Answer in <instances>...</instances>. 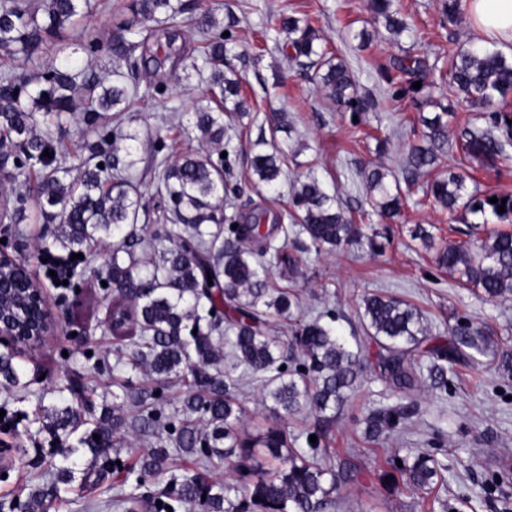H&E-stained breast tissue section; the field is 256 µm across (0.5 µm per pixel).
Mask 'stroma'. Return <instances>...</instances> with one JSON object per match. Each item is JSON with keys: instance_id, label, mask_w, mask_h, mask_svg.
Masks as SVG:
<instances>
[{"instance_id": "35a3bbf8", "label": "stroma", "mask_w": 512, "mask_h": 512, "mask_svg": "<svg viewBox=\"0 0 512 512\" xmlns=\"http://www.w3.org/2000/svg\"><path fill=\"white\" fill-rule=\"evenodd\" d=\"M190 17L213 11L232 33L228 60L243 78L241 95L246 116L224 136L229 171L226 215L265 208L289 223L292 187L314 176L326 193L334 195L348 212L368 211L363 243L342 250H315L305 236L291 235L299 249L301 273L295 279L273 271V280L288 287L299 300L290 319H271L273 336L290 337L297 324L314 319L333 321L346 338L364 336L359 314L363 296L388 292L416 304L426 315L432 335L449 338L456 323L485 328L497 341L512 347V300H487L458 276L438 267L439 249L457 244L474 246L495 233H512V224L496 217L481 219L464 210L447 212L411 188L400 219L389 221L372 214L361 171L382 167L402 175L407 147L420 113L432 112L441 100L438 87L448 68L449 48L491 46L492 41L474 28L469 16L445 22L441 0H395L399 16L409 26L398 37L360 44L357 32L370 20L368 0H186ZM308 19L319 38L314 47L339 56L353 72L358 90L371 93L374 105L352 114L327 100L308 78L307 70L289 62L280 46L284 40L273 22L282 11ZM427 58L435 87L427 93L388 98L380 70L408 57ZM207 74L188 71L182 81L168 79L165 95L140 87L130 111L133 128L146 139L166 138L177 153L197 149L188 134L173 133L188 126L195 104L201 100ZM286 114L287 131H275L273 113ZM265 140L282 149L287 159L276 190L262 187L250 160L255 143ZM462 167L466 194H512V153L485 167L468 163L453 149L439 160L440 171ZM58 227L30 224L25 231L0 223V252L24 262L49 302L58 329L40 349L22 353L28 394L16 400L0 389V407L15 416L11 425L0 423V449H10L13 464L0 478V500L26 497L42 471L39 461L50 447L45 437H30L26 428L42 395L71 400L73 392L90 388L89 398L101 404L112 394V337L107 330L106 308L112 292L75 270L67 290L54 288L42 276L41 252L51 245ZM379 249H370L368 238ZM364 385L329 422L310 413L288 421L289 434L305 438L320 430L331 453L328 459L341 475L335 512H441L440 500L456 505L466 501L478 512H512L487 492L499 459L512 455V379L498 374L492 354L478 356L476 365H460L448 377V387L415 393L418 414L406 428L381 444L364 441L363 420L385 400V386L373 369H366ZM434 454L447 464L446 483L421 496L401 495L385 486L384 459L391 449Z\"/></svg>"}]
</instances>
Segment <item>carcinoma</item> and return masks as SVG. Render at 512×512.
<instances>
[{"mask_svg":"<svg viewBox=\"0 0 512 512\" xmlns=\"http://www.w3.org/2000/svg\"><path fill=\"white\" fill-rule=\"evenodd\" d=\"M370 8L384 19L392 35L407 31L395 17L392 0H371ZM96 9V0H0V177L15 183L0 195V219L10 224L59 223L55 242L69 252L83 254L86 269L112 288L108 312L116 363L112 386L129 396L122 374L146 370L155 387L136 397L137 412L127 418L121 405L96 415L86 401H39L32 421L36 432L56 443L58 460L25 499L1 501L0 512H51L73 484L103 482L119 469L115 448L133 457L126 469L130 490L112 499L115 512H332L340 476L324 465L329 449L322 441L306 447L288 442L282 422L308 410L323 416L341 409L364 381V345L350 343L330 322L315 319L301 324L291 342L263 330L268 318L291 316L287 291L274 288L273 266L292 271L297 259L288 252L290 229L281 225V237L260 233L267 211L224 216L228 194L224 118L245 115L239 98L243 78L226 76L227 41L214 17L206 13L198 23V38L189 59H201L209 70L210 105L193 113L192 130L206 148L195 153L163 154L165 138L152 141L148 171L157 181L163 223L153 232L159 246L149 258L138 257L136 224L147 213L141 192L128 175L138 163L140 134L124 125V113L137 98L138 84L113 80L116 71L96 68L101 44L95 38L74 40V29ZM129 18L120 29L141 35L138 41L114 49L128 75H151L164 65L162 45L155 40L158 26L177 27L181 0H127ZM278 30L286 36L291 59L305 57L316 68L313 80L334 104L363 112L371 99L356 93L355 77L347 64L314 49L319 39L309 21L282 16ZM51 49L56 64L38 69L42 53ZM397 75L384 74L388 95L400 98L416 81L430 74L422 58L401 59ZM448 89L483 103L485 127L465 128L459 148L469 161L494 166L512 145V113L506 95L512 90V62L499 51L483 48L448 51ZM439 111L422 117L420 142L409 147L407 168L414 179H425L427 197L452 214L464 205L473 214L486 211L501 221H512V195H472L463 199L465 177L450 172L432 177L438 153L448 150V124L455 117L451 105L435 103ZM97 135L88 155L71 165L60 152L53 128L74 114ZM49 156H44V151ZM103 167H98V164ZM258 182L274 187L282 173L276 151H259L251 159ZM77 176H72L73 170ZM388 174L373 168L366 176L367 193L380 216L399 215L403 199L392 189ZM299 232L316 248L335 250L360 241L353 220L336 207L316 178L300 182L292 197ZM505 206V212L498 207ZM237 225L224 237V222ZM110 239L112 248L94 245ZM439 267L479 288L489 299H512V234L486 238L477 249L452 245L437 257ZM360 315L367 338L378 348V379L397 403L377 408L365 417L370 442L386 438L417 411L410 394L423 382L445 389L448 372L494 346L480 327L457 325L446 344L428 347L429 331L423 312L396 296L370 294ZM296 347L302 359L294 369L284 365L285 346ZM18 351H0V384L7 393L27 390ZM498 373L512 378V349L496 355ZM248 379L263 384L264 398L278 423L251 436L238 430L245 409L234 394ZM173 381L188 387L181 405L166 415L156 401ZM99 435L94 440L93 435ZM149 438L150 450L138 442ZM196 456V467L171 469V451ZM262 453L266 467L248 462ZM404 493H429L445 483L447 466L421 451L400 450L391 461ZM222 467L239 473L240 486L211 479ZM167 479L157 493L147 483ZM162 507H157V501Z\"/></svg>","mask_w":512,"mask_h":512,"instance_id":"obj_1","label":"carcinoma"}]
</instances>
